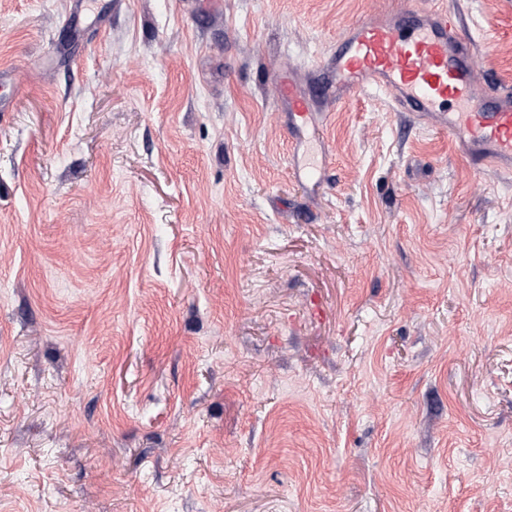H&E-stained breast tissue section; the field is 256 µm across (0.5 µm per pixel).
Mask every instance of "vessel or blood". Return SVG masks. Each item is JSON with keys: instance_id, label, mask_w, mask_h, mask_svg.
I'll return each instance as SVG.
<instances>
[{"instance_id": "vessel-or-blood-1", "label": "vessel or blood", "mask_w": 512, "mask_h": 512, "mask_svg": "<svg viewBox=\"0 0 512 512\" xmlns=\"http://www.w3.org/2000/svg\"><path fill=\"white\" fill-rule=\"evenodd\" d=\"M465 29L464 15L405 5L354 21L313 72L325 106L320 113L312 112L293 73H283L279 94L288 104L293 178L315 181L319 169L305 150L308 130L328 119V107L364 90L387 94L397 111L447 133L476 169L512 178V88L491 83L477 91V48Z\"/></svg>"}]
</instances>
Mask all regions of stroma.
I'll list each match as a JSON object with an SVG mask.
<instances>
[{"mask_svg": "<svg viewBox=\"0 0 512 512\" xmlns=\"http://www.w3.org/2000/svg\"><path fill=\"white\" fill-rule=\"evenodd\" d=\"M386 2L0 0V512H512V179L376 91L288 166Z\"/></svg>", "mask_w": 512, "mask_h": 512, "instance_id": "1", "label": "stroma"}]
</instances>
